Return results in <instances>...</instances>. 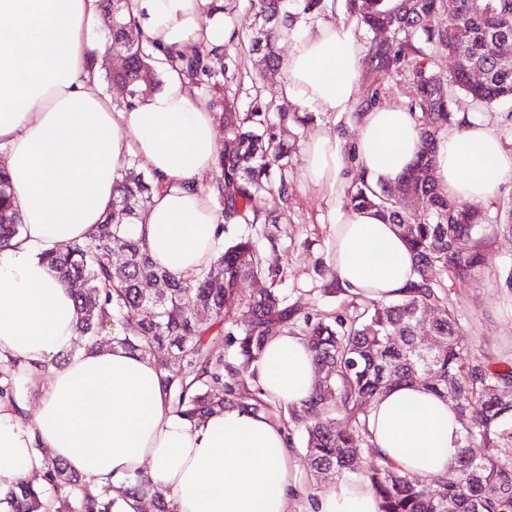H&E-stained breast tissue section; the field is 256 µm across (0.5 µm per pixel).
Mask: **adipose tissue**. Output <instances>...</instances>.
I'll return each mask as SVG.
<instances>
[{"label": "adipose tissue", "instance_id": "adipose-tissue-1", "mask_svg": "<svg viewBox=\"0 0 512 512\" xmlns=\"http://www.w3.org/2000/svg\"><path fill=\"white\" fill-rule=\"evenodd\" d=\"M210 0H130L135 25L158 49L222 51L228 24ZM100 0H0V164L14 188L22 228L0 250V361L46 366L32 425L0 400V495L42 469L50 452L90 485L148 476L173 512H288L298 469L284 428L262 413L228 406L201 421L174 413L155 364L121 348L73 351L74 297L45 252L88 238L112 211L114 181L129 158L156 187L136 221L159 267L187 275L209 267L224 222L205 185L219 153L216 114L186 74L163 67L164 87L130 110L100 86L104 44L90 35ZM288 48L281 98L314 117L345 116L356 136L335 132L302 148L303 171L328 196L349 167L371 182L395 181L420 149L417 116L398 105L356 110L363 47L354 22L296 15L280 28ZM434 176L459 202L495 200L512 178V154L488 128L466 124L436 141ZM331 264L341 288L361 298L406 297L414 260L395 225L374 210L337 209ZM263 391L289 405L315 388L304 337L266 343ZM384 461L412 475L445 474L461 446L447 402L415 386L391 388L369 416ZM310 512H377L370 487H327Z\"/></svg>", "mask_w": 512, "mask_h": 512}]
</instances>
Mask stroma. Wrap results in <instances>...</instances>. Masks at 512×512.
Instances as JSON below:
<instances>
[{
	"label": "stroma",
	"instance_id": "obj_1",
	"mask_svg": "<svg viewBox=\"0 0 512 512\" xmlns=\"http://www.w3.org/2000/svg\"><path fill=\"white\" fill-rule=\"evenodd\" d=\"M229 30L224 43V61L234 78L228 83V97L239 110H247L255 99L265 101L278 97L281 74L269 71L258 55L250 51L254 27L250 0H224ZM417 92L411 68L382 74L363 68L359 85L361 100L376 97L378 104L408 105ZM456 120L479 123L490 128L506 151L512 152V104L494 108L479 106L463 93L454 96ZM333 120L288 122L274 132L288 146V195L278 192L265 195L258 203L264 211H285L283 224H233L226 226L224 237L252 235L265 268L262 277L250 282L251 290L269 286L282 289L288 304L301 313L329 316L346 315L354 296L345 292L324 293L323 287L332 270L330 263L331 213L333 206H347V197L329 201L303 175L304 142L325 132H335ZM512 199V180L503 187L498 201L480 203L491 223L480 238L483 263L467 280L448 278L447 294L462 326L461 342L473 354L493 361L512 359V288L506 278L512 274V235L496 231L504 209V201ZM265 412L278 420L297 450L298 471L294 481L297 492L290 501V512H306L310 502L332 484V476L315 477L303 443L302 433L291 420L288 405L268 403Z\"/></svg>",
	"mask_w": 512,
	"mask_h": 512
}]
</instances>
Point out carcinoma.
<instances>
[{
	"instance_id": "carcinoma-1",
	"label": "carcinoma",
	"mask_w": 512,
	"mask_h": 512,
	"mask_svg": "<svg viewBox=\"0 0 512 512\" xmlns=\"http://www.w3.org/2000/svg\"><path fill=\"white\" fill-rule=\"evenodd\" d=\"M323 2L254 0L252 50L263 53L267 65L277 66L279 27L295 10L318 12ZM379 2L349 0L368 30L386 27L392 35L371 45L369 64L385 71L403 64L412 67L418 92L407 108L418 114L421 150L395 183L374 185L362 178L348 195L354 209H374L401 231L418 276L408 297L369 301L345 317H301L274 288L247 291L248 281L262 272L250 236L224 246L213 264L191 281L158 268L145 241L132 230L133 219L154 190L153 180L134 173L133 158L116 177L112 217L97 225L89 239L50 252L46 262L75 297L79 321L73 349L86 347L108 323H120L121 333L112 336V343L143 357L164 359L163 391L180 415L202 419L226 405L262 411L265 402L247 392L245 380L254 375L265 342L284 329L297 328L321 374L306 404L292 409L314 474L354 477L367 484L378 512H512V361L479 358L460 343L461 324L444 284L445 277L464 279L479 266L478 252L460 251L454 242H473L486 217L449 199L432 175L435 141L453 120L452 92H463L480 105L512 101V68H502L485 50L496 38L512 39V0H457L445 23L439 20L444 0H399L392 10L379 9ZM108 3L112 7L104 14V24L112 46L124 56L110 79L125 89L122 106L132 108L158 90L161 69L154 50L125 21L128 0ZM430 50L451 57L452 70L442 69ZM180 61L195 85L207 87L211 105L224 111V147L209 184L222 205L224 223H283L282 214H263L256 201L275 187L270 179L274 167L281 170L275 188L288 196L283 173L288 152L273 145L274 136L268 133L270 112H277L281 122L288 113L271 102L246 112L228 111L223 91L228 67L220 53L208 58L194 53ZM474 69L484 74L479 84L470 81ZM12 193L0 170V250L21 228L19 216L9 209ZM406 195L422 199L421 211L404 210L401 199ZM215 275L222 276L224 287H213ZM145 284L153 286L149 296ZM200 308L209 311L203 320L196 316ZM226 324L236 331L224 332ZM424 328L439 342L421 355L416 339ZM224 335L238 360L227 381L221 359L211 355V347ZM186 365L194 374H182ZM414 383L448 401L462 427L460 454L442 476L401 473L382 462L371 441L368 417L374 402L394 385ZM338 416L345 427L337 425ZM41 453L42 481L23 480L8 490L0 498L8 512H112V485L93 494L80 475L46 449ZM147 496L156 512H172L165 495L151 489L145 477L121 494L135 503Z\"/></svg>"
}]
</instances>
